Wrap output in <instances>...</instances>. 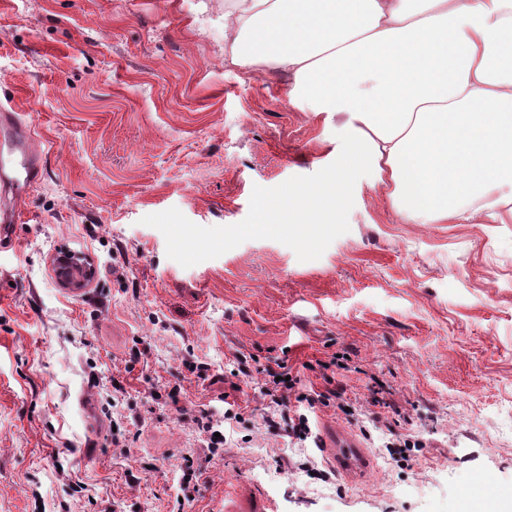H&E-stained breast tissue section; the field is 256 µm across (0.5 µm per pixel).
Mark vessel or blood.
<instances>
[{"label":"vessel or blood","mask_w":512,"mask_h":512,"mask_svg":"<svg viewBox=\"0 0 512 512\" xmlns=\"http://www.w3.org/2000/svg\"><path fill=\"white\" fill-rule=\"evenodd\" d=\"M42 176L33 120L14 108L0 109V250L11 247L12 229L23 221V199Z\"/></svg>","instance_id":"vessel-or-blood-1"}]
</instances>
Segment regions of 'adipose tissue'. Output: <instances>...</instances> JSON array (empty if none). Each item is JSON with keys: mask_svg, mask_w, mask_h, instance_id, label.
I'll list each match as a JSON object with an SVG mask.
<instances>
[{"mask_svg": "<svg viewBox=\"0 0 512 512\" xmlns=\"http://www.w3.org/2000/svg\"><path fill=\"white\" fill-rule=\"evenodd\" d=\"M224 41L347 135L325 184L261 198L249 232L333 223L359 166L411 219L512 218V0H229Z\"/></svg>", "mask_w": 512, "mask_h": 512, "instance_id": "obj_1", "label": "adipose tissue"}]
</instances>
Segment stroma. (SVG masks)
Returning a JSON list of instances; mask_svg holds the SVG:
<instances>
[{
    "instance_id": "stroma-1",
    "label": "stroma",
    "mask_w": 512,
    "mask_h": 512,
    "mask_svg": "<svg viewBox=\"0 0 512 512\" xmlns=\"http://www.w3.org/2000/svg\"><path fill=\"white\" fill-rule=\"evenodd\" d=\"M224 49V0H0V104L44 165L0 252V512H512V221L415 223L358 168L315 237L247 232L259 196L327 179L345 133ZM64 248L94 261L82 293L53 277ZM240 353L257 371L213 450L192 419L222 418ZM335 353L364 414L318 407L325 447L295 445L262 370L306 362L318 388ZM172 387L179 406L155 399ZM401 433L422 446L397 463Z\"/></svg>"
}]
</instances>
